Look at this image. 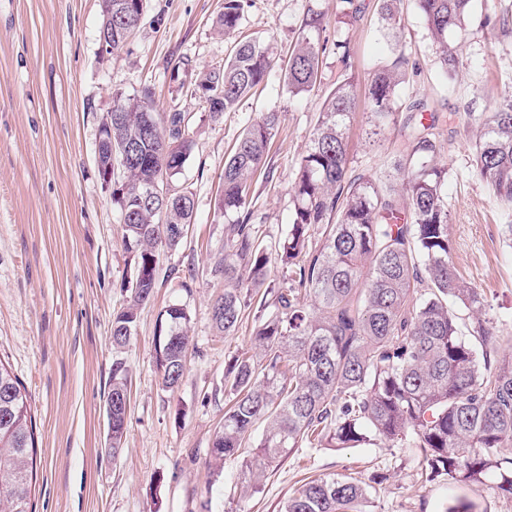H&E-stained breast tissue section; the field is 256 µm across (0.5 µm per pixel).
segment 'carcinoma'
Instances as JSON below:
<instances>
[{"label": "carcinoma", "instance_id": "1", "mask_svg": "<svg viewBox=\"0 0 512 512\" xmlns=\"http://www.w3.org/2000/svg\"><path fill=\"white\" fill-rule=\"evenodd\" d=\"M146 0H100L98 38L122 50L143 18ZM399 0H381L382 19L394 26ZM473 0H415L437 48L442 69L459 65ZM253 0H224L215 31L240 29ZM324 14L313 12L297 30L288 58L270 44L240 40L224 63L202 70L188 56L171 68L176 91L199 98L214 122L224 118L281 64L288 92L311 91L323 59L336 52L341 79L320 105L309 144L291 187L293 214L275 251L251 223L254 179L264 168L282 122L263 112L244 130L224 163L218 188L220 216L236 215L224 246L210 257L208 274L224 293L211 306L216 332L232 335L250 294L264 289L250 347L225 365L230 383L224 423L210 462L243 461L248 487L267 468L306 442L312 448H356L408 441L420 449L432 480L446 475L470 486L494 477L512 496V336L487 317L483 294L452 263L448 169L435 162V116L424 104L399 112L398 91L408 60L397 50L366 88L370 134L398 125L410 153L394 170L374 178L350 174L345 130L355 109L348 44L321 38ZM189 116L159 112L149 87L112 94V131L97 146L99 175L112 172V204L124 224L132 269L129 299L112 318V345L134 338L143 306L157 287L161 251L183 242L195 211V194L177 184L193 150ZM472 166L476 176L512 209V97L480 118ZM191 317L173 303L160 311L155 363L164 390L183 381L190 349ZM480 349L462 337L461 329ZM112 454L127 432L125 365L112 364ZM34 433L24 385L0 361V512H29ZM370 485L326 475L304 483L283 512H362Z\"/></svg>", "mask_w": 512, "mask_h": 512}]
</instances>
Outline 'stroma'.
Instances as JSON below:
<instances>
[{
    "label": "stroma",
    "mask_w": 512,
    "mask_h": 512,
    "mask_svg": "<svg viewBox=\"0 0 512 512\" xmlns=\"http://www.w3.org/2000/svg\"><path fill=\"white\" fill-rule=\"evenodd\" d=\"M224 0H146L139 30L109 59L99 55L100 0H0V360L26 388L36 447L33 512H283L307 479L329 474L385 481L363 512H445L465 499L473 512H512L495 478L468 486L448 477L426 482L420 451L406 443L359 448H299L260 487L244 491L243 448L219 472L208 467L224 422L229 385L224 365L246 348L254 313L231 336L216 335L211 305L221 289L206 273L224 243L226 218L215 214L224 160L260 113L284 114L250 207L267 246L284 235L292 213L296 166L340 74L328 55L320 83L293 97L280 70L213 122L190 94L171 95L170 64L188 55L197 65L224 60L231 42L214 21ZM339 0H254L246 33L291 51L307 13L326 15L324 37L354 52L356 108L347 125L352 173L382 175L400 157L397 130L380 143L366 136L364 90L377 66L402 50L414 70L399 90L401 107L423 102L437 116L436 160L448 169L453 262L487 298V315L512 333V248L502 238L508 218L471 167L479 118L512 95V0H474L469 34L454 75L441 69L414 0H402L397 43L380 29V0H363L360 20L341 22ZM498 19L483 27L485 15ZM155 88L158 109L190 116L194 147L179 177L195 193L193 223L180 247L166 252L154 299L137 334L113 347V315L126 303L128 259L120 215L98 176V123L113 91ZM179 269V277L168 275ZM188 286H181L182 277ZM186 305L195 348L182 383L162 390L154 363L161 309ZM128 376L127 433L119 455L107 445L106 397L114 361Z\"/></svg>",
    "instance_id": "1"
}]
</instances>
